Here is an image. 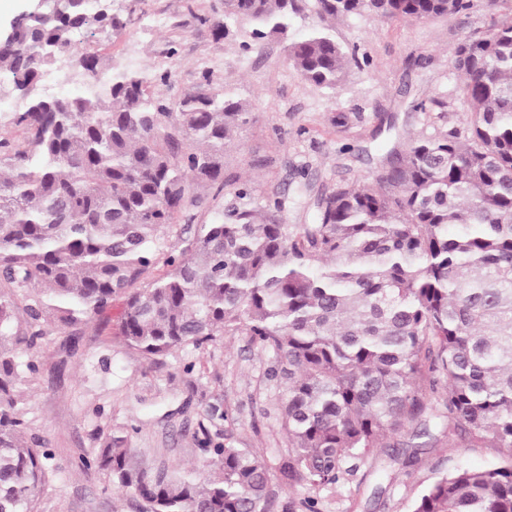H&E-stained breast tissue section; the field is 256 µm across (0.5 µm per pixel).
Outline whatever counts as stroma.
<instances>
[{
    "mask_svg": "<svg viewBox=\"0 0 512 512\" xmlns=\"http://www.w3.org/2000/svg\"><path fill=\"white\" fill-rule=\"evenodd\" d=\"M222 0H114L123 29L100 30L79 51L150 74L171 72L161 91L176 97L210 74L219 89L256 105L252 124L234 133L224 152L228 187L247 182L256 196L288 199L283 223L315 220L317 194L362 182L394 144L452 127L464 128L462 81L452 50L512 14L504 0H472L470 9L423 21L385 20L370 11L336 19L330 32L346 51L335 91L307 83L288 63L285 42L251 44L249 26L223 19ZM224 20V19H223ZM430 110H417L419 101ZM122 301L87 325L60 328L22 352L35 372L17 385L28 431L54 455L38 512H146L140 498L113 492L107 472L87 467L97 448L128 436L138 458L187 469L207 406L227 413L220 435L274 462L288 445L281 426L282 388L268 374L271 354L232 336L175 350L151 361L122 342ZM428 469L388 471L361 463L354 477L323 493L324 512H407Z\"/></svg>",
    "mask_w": 512,
    "mask_h": 512,
    "instance_id": "stroma-1",
    "label": "stroma"
}]
</instances>
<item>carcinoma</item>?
Wrapping results in <instances>:
<instances>
[{"instance_id": "obj_1", "label": "carcinoma", "mask_w": 512, "mask_h": 512, "mask_svg": "<svg viewBox=\"0 0 512 512\" xmlns=\"http://www.w3.org/2000/svg\"><path fill=\"white\" fill-rule=\"evenodd\" d=\"M314 8H309V2ZM104 0H39L0 41V72L27 99L0 137V337L25 315L12 345L0 341V512H38L52 460L24 435L15 393L20 346L89 322L122 297L119 336L143 358L222 336L250 337L274 356L288 448L271 466L248 448L197 440L199 466L138 460L127 439L93 463L113 491L148 512H320L316 494L353 474L356 460L429 466L434 476L408 512H512V15L455 48L463 75L464 130L392 147L370 178L316 201L315 224H284L288 200L247 183L207 221L224 193V147L256 108L215 86L171 100L150 76L76 52L78 37L124 23ZM224 19L250 37L288 39L308 10L327 18L369 9L386 19L460 13L468 0H222ZM287 60L332 92L346 56L329 28L287 44ZM94 86L45 97L43 73L64 55ZM184 220L187 231L171 238ZM461 232L448 237V226ZM165 270L155 273L158 264ZM395 443H389V440ZM493 448L483 469L433 464L426 449ZM313 496L296 499V487Z\"/></svg>"}]
</instances>
